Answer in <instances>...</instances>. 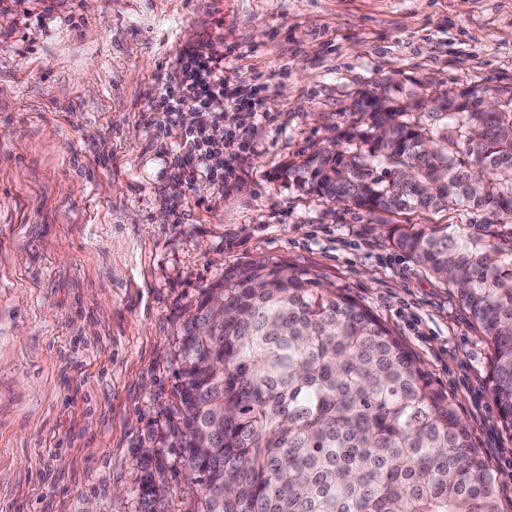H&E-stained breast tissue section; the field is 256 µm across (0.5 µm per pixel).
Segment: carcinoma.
Masks as SVG:
<instances>
[{"label":"carcinoma","mask_w":512,"mask_h":512,"mask_svg":"<svg viewBox=\"0 0 512 512\" xmlns=\"http://www.w3.org/2000/svg\"><path fill=\"white\" fill-rule=\"evenodd\" d=\"M355 103L336 147L290 166L306 191L373 214L448 206L512 216V87L424 111L394 81ZM391 248L451 284L492 349V393L512 431V265L498 243L409 224ZM178 448L201 489L192 512H499L497 476L448 394L368 306L282 258L224 270L178 350ZM148 471L140 512H165Z\"/></svg>","instance_id":"cac0c4a2"}]
</instances>
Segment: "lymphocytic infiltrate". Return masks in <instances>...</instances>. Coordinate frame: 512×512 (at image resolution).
Listing matches in <instances>:
<instances>
[{
    "mask_svg": "<svg viewBox=\"0 0 512 512\" xmlns=\"http://www.w3.org/2000/svg\"><path fill=\"white\" fill-rule=\"evenodd\" d=\"M221 97L253 114L260 106L258 100L244 96L240 87L228 82L221 57L207 48L181 52L174 76L158 84L153 97L165 124L183 129L177 163L189 165L217 183L232 174L234 161L248 148V141L242 135L222 141L212 138V127L223 122L224 116L212 111L210 104Z\"/></svg>",
    "mask_w": 512,
    "mask_h": 512,
    "instance_id": "1",
    "label": "lymphocytic infiltrate"
}]
</instances>
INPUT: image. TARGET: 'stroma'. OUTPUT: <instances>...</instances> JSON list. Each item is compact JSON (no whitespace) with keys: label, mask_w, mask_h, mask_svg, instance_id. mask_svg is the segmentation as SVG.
<instances>
[{"label":"stroma","mask_w":512,"mask_h":512,"mask_svg":"<svg viewBox=\"0 0 512 512\" xmlns=\"http://www.w3.org/2000/svg\"><path fill=\"white\" fill-rule=\"evenodd\" d=\"M205 44L255 87L225 104L251 151L218 184L178 171L154 86ZM512 87V0H0V512H165L201 496L180 463L179 338L204 288L256 257L347 285L418 355L497 473L512 433L491 350L454 289L388 244L395 224L493 238L492 210L368 214L281 170L333 147L360 94ZM165 495L166 489L156 483L154 473L146 471L138 489L140 512H165Z\"/></svg>","instance_id":"1"}]
</instances>
